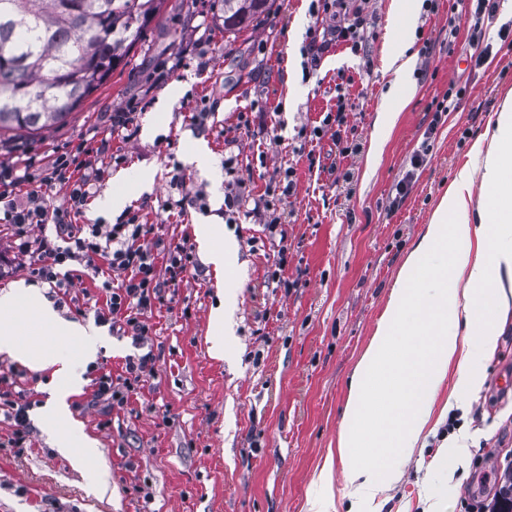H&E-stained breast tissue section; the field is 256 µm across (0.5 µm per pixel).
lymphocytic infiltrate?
<instances>
[{"label": "lymphocytic infiltrate", "instance_id": "1", "mask_svg": "<svg viewBox=\"0 0 512 512\" xmlns=\"http://www.w3.org/2000/svg\"><path fill=\"white\" fill-rule=\"evenodd\" d=\"M369 0H311L313 14L328 16L331 28L311 29L303 49L304 68L316 70L325 52L335 44L350 45L361 51L369 18L364 9ZM91 150L85 144L72 146L53 159L48 168L17 172L0 164V222L12 225L18 236V253L32 277L46 282L59 294H68L82 281L96 260L107 263L111 279L101 283L106 307L97 311L99 322L119 327L134 340L150 336L153 326L146 318L154 306L163 304L167 287L181 281L194 266V257L186 242L176 244L150 239L151 229L142 224L139 212L127 213L117 224H92L81 227L76 218L105 180V172L92 168ZM293 169L273 176L261 194H253L243 183L232 185L224 197L226 214L235 215L243 203H253L255 210L268 213L265 237L275 252L267 270V279L277 287H287L282 272L287 262L288 234L282 226L276 204L292 193ZM66 190L62 205L52 206L45 199L46 190ZM54 226V236L44 233ZM165 262L164 274L156 272V258ZM155 374L152 353L127 357L119 375L102 370L93 379L91 400L106 408L127 404L132 393L143 387ZM16 375L0 371V415L11 421L9 442L20 448L25 444L29 401L25 395H13Z\"/></svg>", "mask_w": 512, "mask_h": 512}]
</instances>
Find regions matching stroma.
<instances>
[{"label": "stroma", "mask_w": 512, "mask_h": 512, "mask_svg": "<svg viewBox=\"0 0 512 512\" xmlns=\"http://www.w3.org/2000/svg\"><path fill=\"white\" fill-rule=\"evenodd\" d=\"M453 3L436 0L431 13L416 7L407 24L411 68L397 82L382 71L392 0L368 4L371 71L335 45L307 78L301 49L316 22L310 0H275L263 23L235 36L225 33L210 0H163L126 64L65 123L0 136V162L20 170L48 165L78 142L95 148L109 140L111 153L96 159L107 172L103 189L125 191L128 209L139 210L153 237L192 240L196 225L213 224V246L228 241L235 249L220 274L194 249L197 270L153 308V330L141 346L97 322L106 297L93 280L73 287L74 301L57 312L94 326L107 342L97 363L117 375L127 355L150 352L155 376L107 426L101 408L86 402L89 384L71 394L82 404L71 410L72 422L98 444V456L87 460L78 449L60 451L58 425L41 414L49 372L17 368V386L32 403L31 445L9 448L12 427L0 421V512H309L325 465L337 512H348L336 439L352 370L400 265L512 90V46L493 41L496 56L478 64L483 48L471 42V22ZM452 82L468 91L433 123L427 107ZM340 93L348 113L341 136L360 146L344 158L331 136L308 133ZM260 95L269 111L243 127L240 113L252 111ZM394 97L408 104L379 147L376 124ZM202 99L216 108L199 119ZM132 104V131L112 127L109 114ZM426 137L431 150L412 168ZM199 146L208 149L210 167L192 161ZM233 153L239 166L232 175L224 158ZM176 162L183 173L177 183ZM289 167L297 186L280 208L289 217L284 276L297 286L287 292L266 279L264 216L243 214L227 224L224 195L235 178L262 193L275 171ZM409 171L408 193L393 204L392 188ZM142 172L152 178L145 190L136 181ZM170 198L187 199L185 214L164 209ZM483 299L497 309L499 335L487 352L477 333L467 338L483 384L468 400L462 428L449 430L442 416L457 380L452 368L436 393L426 447L399 458V479L360 512H460L467 494L493 495V482L471 459L492 450L512 460V390L501 388L512 377V303L499 306L491 289ZM221 300L230 304L231 323L220 331L212 310ZM219 335L224 354L217 357L210 347Z\"/></svg>", "instance_id": "stroma-1"}]
</instances>
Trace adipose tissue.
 Returning <instances> with one entry per match:
<instances>
[{"instance_id":"1","label":"adipose tissue","mask_w":512,"mask_h":512,"mask_svg":"<svg viewBox=\"0 0 512 512\" xmlns=\"http://www.w3.org/2000/svg\"><path fill=\"white\" fill-rule=\"evenodd\" d=\"M471 153L473 166L463 167L449 184L398 270L350 380L338 449L346 457L343 475L351 500L385 494L397 478L396 458L422 447L433 397L450 364L458 366V398L482 384L459 330L477 328L483 346L492 348L497 314L475 296L493 266L512 284V94ZM478 181L489 188L490 201L476 208L472 200ZM485 244L493 250V263L484 259ZM431 253L441 254L442 263L438 269L423 270L419 259ZM22 310L48 335V342L27 334L19 323ZM407 311L413 317L403 331L400 318ZM401 331L407 338L398 353L394 347ZM98 347L96 331L60 317L40 289L20 283L0 294V354L35 371L51 369L44 410L65 425L57 445L79 449L87 459L97 455V445L81 430L68 427L66 400L82 383L80 355H95ZM356 448L369 449L370 459L353 456Z\"/></svg>"}]
</instances>
